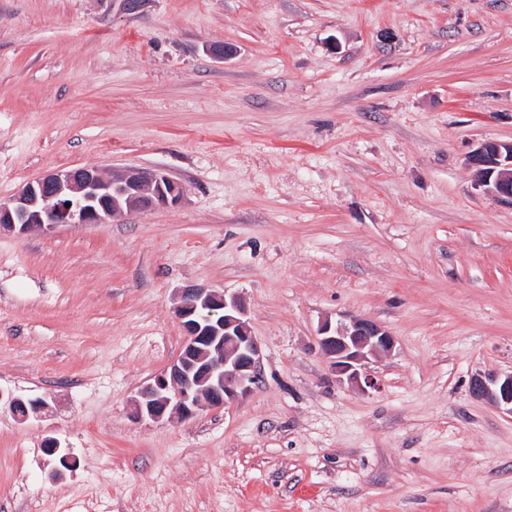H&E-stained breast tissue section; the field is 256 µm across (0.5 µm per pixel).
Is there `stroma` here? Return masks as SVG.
<instances>
[{
    "instance_id": "obj_1",
    "label": "stroma",
    "mask_w": 512,
    "mask_h": 512,
    "mask_svg": "<svg viewBox=\"0 0 512 512\" xmlns=\"http://www.w3.org/2000/svg\"><path fill=\"white\" fill-rule=\"evenodd\" d=\"M231 49L218 59L210 47ZM512 0H0V203L60 169L182 203L0 234V512H512ZM198 284L246 302L251 394L137 419ZM396 339L338 383L323 319ZM76 469L54 476L47 438ZM483 192L512 204V142L484 141L469 156ZM469 391L472 397L505 406L512 413V371L489 377L475 376L470 381Z\"/></svg>"
}]
</instances>
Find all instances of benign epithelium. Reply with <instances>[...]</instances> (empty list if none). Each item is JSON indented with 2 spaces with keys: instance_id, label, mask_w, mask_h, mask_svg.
Instances as JSON below:
<instances>
[{
  "instance_id": "7a95c632",
  "label": "benign epithelium",
  "mask_w": 512,
  "mask_h": 512,
  "mask_svg": "<svg viewBox=\"0 0 512 512\" xmlns=\"http://www.w3.org/2000/svg\"><path fill=\"white\" fill-rule=\"evenodd\" d=\"M469 164L485 194L512 203V142L479 143ZM184 197V185L158 170L133 168L110 177L96 168L58 170L26 183L12 199L0 203V233L25 235L36 229L99 224L125 210L175 206ZM173 314L184 332L182 350L134 397L137 418L160 422L178 415L190 419L205 409L225 407L259 386L261 350L239 296L190 285L181 290ZM316 342L339 382L360 389L376 387L369 364L395 348L394 336L367 318L340 325L325 319L318 327ZM469 391L472 397L505 406L512 413V372L475 376ZM20 402L0 394V404L21 421L41 407L32 401L20 412ZM47 452L58 455L66 468L75 463L56 439L47 440Z\"/></svg>"
}]
</instances>
